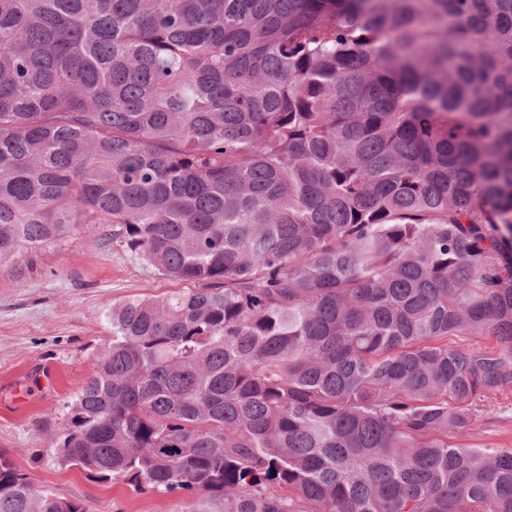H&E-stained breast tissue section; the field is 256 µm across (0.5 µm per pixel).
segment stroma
Here are the masks:
<instances>
[{
	"instance_id": "stroma-1",
	"label": "stroma",
	"mask_w": 512,
	"mask_h": 512,
	"mask_svg": "<svg viewBox=\"0 0 512 512\" xmlns=\"http://www.w3.org/2000/svg\"><path fill=\"white\" fill-rule=\"evenodd\" d=\"M182 287L135 258L108 224L78 225L67 238L0 263V451L88 512H182V494L100 484L62 466L56 453L70 404L112 336V304ZM487 409L496 421L465 444L512 448V389Z\"/></svg>"
}]
</instances>
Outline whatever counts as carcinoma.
Listing matches in <instances>:
<instances>
[{"label": "carcinoma", "mask_w": 512, "mask_h": 512, "mask_svg": "<svg viewBox=\"0 0 512 512\" xmlns=\"http://www.w3.org/2000/svg\"><path fill=\"white\" fill-rule=\"evenodd\" d=\"M111 224L60 462L183 512H512V0H0V261ZM219 503L222 509L213 510ZM0 512H88L0 452ZM483 404L487 405V411L496 413L499 418L488 427L491 430H476L459 442L486 448H512V389L500 392L491 401Z\"/></svg>", "instance_id": "carcinoma-1"}]
</instances>
